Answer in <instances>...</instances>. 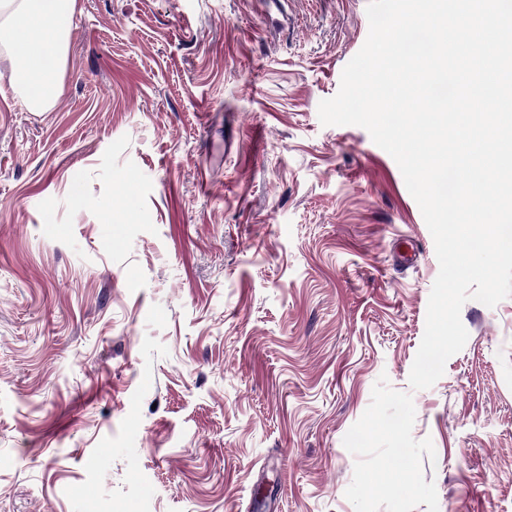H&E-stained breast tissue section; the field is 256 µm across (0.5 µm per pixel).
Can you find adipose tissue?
<instances>
[{
  "label": "adipose tissue",
  "instance_id": "obj_1",
  "mask_svg": "<svg viewBox=\"0 0 512 512\" xmlns=\"http://www.w3.org/2000/svg\"><path fill=\"white\" fill-rule=\"evenodd\" d=\"M76 0H0V34L5 35L14 59L24 66L31 83L40 87L30 96L29 105L46 109L58 96L60 64L71 35V18Z\"/></svg>",
  "mask_w": 512,
  "mask_h": 512
}]
</instances>
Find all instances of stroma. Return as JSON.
<instances>
[{"label": "stroma", "mask_w": 512, "mask_h": 512, "mask_svg": "<svg viewBox=\"0 0 512 512\" xmlns=\"http://www.w3.org/2000/svg\"><path fill=\"white\" fill-rule=\"evenodd\" d=\"M367 5L77 0L43 112L0 44V512H512V297L412 390L433 237L319 120Z\"/></svg>", "instance_id": "35a3bbf8"}]
</instances>
